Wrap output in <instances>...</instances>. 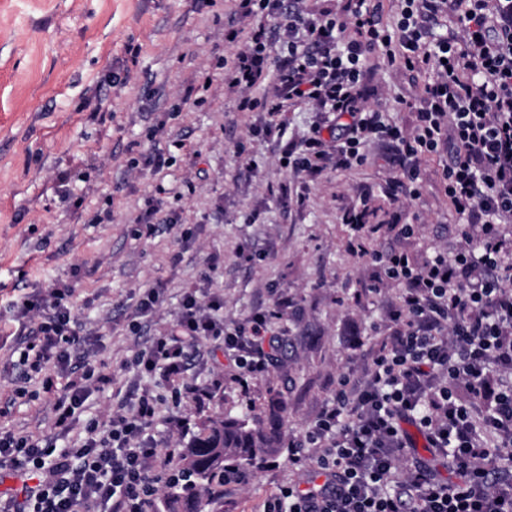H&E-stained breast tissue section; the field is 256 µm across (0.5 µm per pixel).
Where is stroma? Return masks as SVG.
<instances>
[{
    "mask_svg": "<svg viewBox=\"0 0 512 512\" xmlns=\"http://www.w3.org/2000/svg\"><path fill=\"white\" fill-rule=\"evenodd\" d=\"M235 8L234 0H0V428L67 448L88 420L105 419L132 391L146 389L160 399L156 437L164 449L178 442L165 433L167 417L195 424L214 412L237 415L250 399L265 408L276 395L288 402L289 432L298 433L320 414L337 377L359 375L382 345L397 289H364L373 271L350 251L342 216L369 192L375 222H388L393 207L381 187L395 171L376 143L367 146L363 165L313 180L282 167L284 145L305 136L318 116L295 107L284 115L281 141L253 137L257 114L236 110L215 70L233 51L224 25ZM208 78L204 104L184 100L188 87ZM373 88L370 105L410 128L408 104L418 84L383 70ZM159 125L163 138L151 139ZM175 140L182 147L161 176L130 168ZM192 151L199 154L194 168L184 161ZM250 161L255 176L240 177ZM443 163L438 156L422 160L421 194L401 207L418 233L382 231L370 249L424 254L457 242ZM283 188L304 194L303 204L284 207ZM66 191L81 207L62 200ZM154 194L176 202L177 221L137 236L134 220ZM254 208L263 223H245ZM98 214L103 223H95ZM213 255L221 262L212 269ZM58 283L73 290L98 376L67 434L54 424L41 376L14 364L23 338L8 316L22 291ZM193 286L199 296L223 297L228 326L287 299V341L282 365L247 381L222 348L190 357L187 379L217 387L204 404L177 405L169 386L157 376L139 377L130 358L164 331ZM149 288L162 289L163 305L131 334ZM298 477L280 457L276 468L226 490L224 512H254L277 484Z\"/></svg>",
    "mask_w": 512,
    "mask_h": 512,
    "instance_id": "35a3bbf8",
    "label": "stroma"
}]
</instances>
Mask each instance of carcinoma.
Returning <instances> with one entry per match:
<instances>
[{
    "instance_id": "carcinoma-1",
    "label": "carcinoma",
    "mask_w": 512,
    "mask_h": 512,
    "mask_svg": "<svg viewBox=\"0 0 512 512\" xmlns=\"http://www.w3.org/2000/svg\"><path fill=\"white\" fill-rule=\"evenodd\" d=\"M288 439V402L272 399L265 417L245 406L238 417L222 413L201 419L179 441L181 479L165 494V512H224V468L254 471L274 463Z\"/></svg>"
}]
</instances>
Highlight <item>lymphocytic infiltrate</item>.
Segmentation results:
<instances>
[{"label": "lymphocytic infiltrate", "instance_id": "1", "mask_svg": "<svg viewBox=\"0 0 512 512\" xmlns=\"http://www.w3.org/2000/svg\"><path fill=\"white\" fill-rule=\"evenodd\" d=\"M393 27L382 25L374 0H238L247 27L230 30L224 92L240 112L261 115L254 136L280 140V119L303 105L320 121L287 145V169L316 178L327 168L363 164L366 143L391 152L397 177L382 194L391 202L419 197L422 159L447 155L444 190L462 226L451 250L417 260L391 250L370 252L381 228L402 237L415 227L392 214L370 223L367 208L345 212L349 248L377 268L371 290L397 286L389 335L364 378H340L316 420L288 438V461L323 484L275 487L261 512H512V0H399ZM456 34L437 32L441 19ZM377 66H370V58ZM429 80L411 130L390 124L367 104L375 67ZM274 84L263 96L254 88ZM72 291L53 287L13 302L12 317L29 340L18 363L42 374L56 427L68 430L95 369L76 362L86 345ZM221 298L201 302L185 291L180 311L132 363L139 376L162 375L202 401L209 384H186L194 349L220 338L240 378L268 374L281 360L287 300L225 326ZM158 401L131 396L105 421L89 420L84 440L58 449L33 436L0 430V467L36 477L24 500L0 512H150L161 450L151 429ZM458 475L447 480L412 453L417 439Z\"/></svg>", "mask_w": 512, "mask_h": 512}]
</instances>
